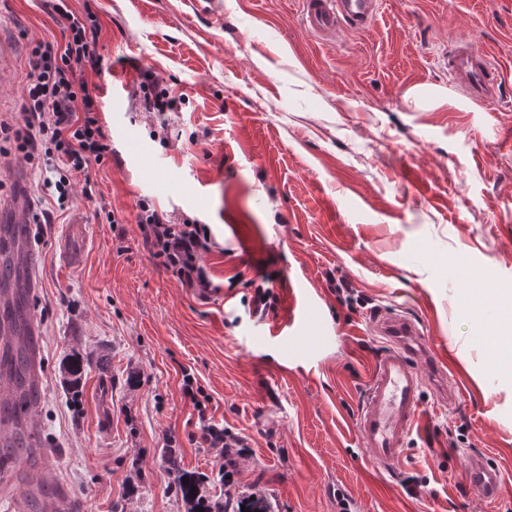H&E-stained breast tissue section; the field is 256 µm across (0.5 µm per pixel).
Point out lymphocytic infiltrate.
<instances>
[{
    "instance_id": "obj_1",
    "label": "lymphocytic infiltrate",
    "mask_w": 512,
    "mask_h": 512,
    "mask_svg": "<svg viewBox=\"0 0 512 512\" xmlns=\"http://www.w3.org/2000/svg\"><path fill=\"white\" fill-rule=\"evenodd\" d=\"M53 9L64 22L62 42L32 47L24 122L17 126L0 122V154L16 151L49 168L52 177L46 186L55 204L62 206L73 196L74 174L111 157L112 139L99 119L96 90L84 78L86 72L103 70L97 50L98 22L90 13L76 15L66 0H55ZM139 77L133 98L140 111L161 115L176 108L172 88L151 69H142ZM137 224L145 247L183 286L203 299L217 292L203 264L204 254L215 246L208 225L172 217L145 200L138 203ZM181 388L197 413L200 443L215 460H223L225 449L243 447L238 435L209 418L194 375L184 374Z\"/></svg>"
}]
</instances>
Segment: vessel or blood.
Instances as JSON below:
<instances>
[{
    "label": "vessel or blood",
    "instance_id": "obj_1",
    "mask_svg": "<svg viewBox=\"0 0 512 512\" xmlns=\"http://www.w3.org/2000/svg\"><path fill=\"white\" fill-rule=\"evenodd\" d=\"M301 4L305 27L321 40L329 39L344 25L358 31L367 29L380 8V0H301ZM445 59L452 82L464 88L472 100L486 104L501 99L507 82L504 71L475 42L453 39ZM372 325L393 346L372 368L356 429L376 470L390 472L397 468L408 436L421 423L426 375L442 379L446 371L436 366L426 374L416 364L414 343L421 330L415 319L382 311L374 316ZM466 473L486 501L500 498L501 471L488 456L469 455Z\"/></svg>",
    "mask_w": 512,
    "mask_h": 512
}]
</instances>
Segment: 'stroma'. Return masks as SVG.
<instances>
[{"instance_id":"1","label":"stroma","mask_w":512,"mask_h":512,"mask_svg":"<svg viewBox=\"0 0 512 512\" xmlns=\"http://www.w3.org/2000/svg\"><path fill=\"white\" fill-rule=\"evenodd\" d=\"M100 25L101 74H87L112 156L90 165L94 201L55 211L25 261L33 286L41 394L0 447V512L66 489L75 512H187L165 448L181 468L217 477L182 391L190 372L214 421L244 438L234 477L275 512H512V365L483 341L512 315V94L469 100L440 64L453 37L488 51L512 82V0H381L368 31L328 41L299 0H68ZM0 117L21 122L28 55L59 42L53 0H0ZM183 93L168 131L136 111L138 68ZM39 169L0 156V209L41 195ZM207 224L203 257L218 293L201 299L142 242L137 203ZM118 223L94 219L98 206ZM83 226L72 241V224ZM276 279L279 305L249 312L248 282ZM347 278L367 307L340 304ZM309 315L275 336L293 295ZM420 322L418 359L450 358L457 399L424 393L427 422L395 474L374 469L356 431L370 370L387 348L381 310ZM80 352L79 393L63 368ZM500 466L499 501L466 476L468 454Z\"/></svg>"}]
</instances>
